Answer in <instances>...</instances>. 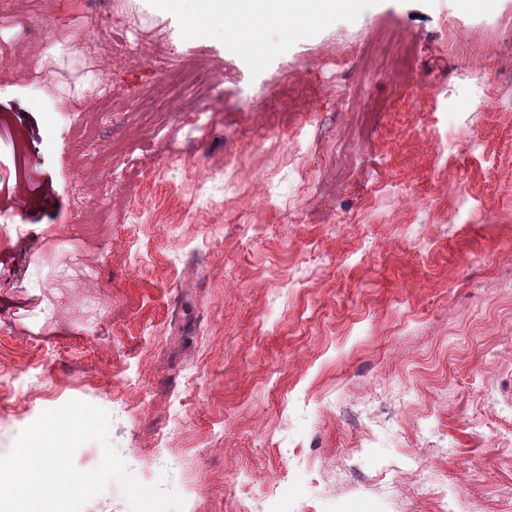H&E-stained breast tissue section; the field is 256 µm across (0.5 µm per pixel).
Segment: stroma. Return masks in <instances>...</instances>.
Segmentation results:
<instances>
[{
  "instance_id": "1",
  "label": "stroma",
  "mask_w": 512,
  "mask_h": 512,
  "mask_svg": "<svg viewBox=\"0 0 512 512\" xmlns=\"http://www.w3.org/2000/svg\"><path fill=\"white\" fill-rule=\"evenodd\" d=\"M194 7L0 0V374L31 370L0 456L78 399L197 512H439L450 487L512 512V0H361L266 29L259 61L224 17L188 37ZM131 22L175 69L114 67ZM196 63L221 81L182 91ZM36 64L126 105L70 111ZM128 29L133 30L136 33V41L137 42H131L128 37L124 39L123 35H120L119 41L115 42L114 45H112L113 55L114 58L117 60L122 61L125 58V55L132 52L135 47L138 45V41L144 37L148 36L155 45L159 48V51L157 52L159 56V62L164 64V67H171L174 64L172 61L166 56L165 52L162 50L164 45V36L158 32V31H152V32H145L143 31L137 24L133 23L132 25L128 26Z\"/></svg>"
}]
</instances>
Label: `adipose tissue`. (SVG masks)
<instances>
[{
	"label": "adipose tissue",
	"mask_w": 512,
	"mask_h": 512,
	"mask_svg": "<svg viewBox=\"0 0 512 512\" xmlns=\"http://www.w3.org/2000/svg\"><path fill=\"white\" fill-rule=\"evenodd\" d=\"M194 19L187 28L193 37L207 35L211 19L233 15L235 21L256 24L258 29L285 27L296 23L314 24L311 0H196Z\"/></svg>",
	"instance_id": "adipose-tissue-1"
}]
</instances>
